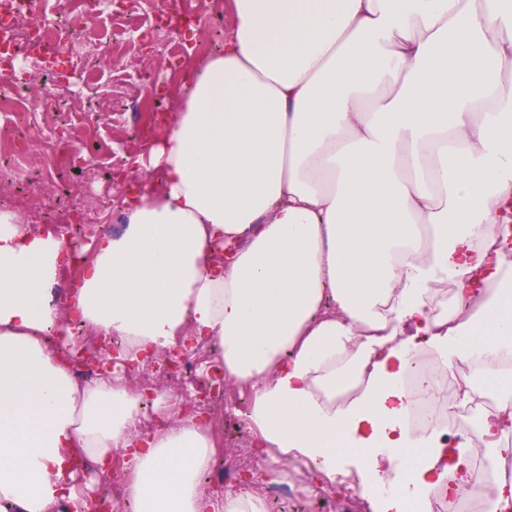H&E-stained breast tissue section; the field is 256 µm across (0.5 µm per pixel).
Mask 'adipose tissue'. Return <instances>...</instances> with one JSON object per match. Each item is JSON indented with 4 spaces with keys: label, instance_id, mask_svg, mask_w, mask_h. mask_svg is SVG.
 <instances>
[{
    "label": "adipose tissue",
    "instance_id": "obj_1",
    "mask_svg": "<svg viewBox=\"0 0 512 512\" xmlns=\"http://www.w3.org/2000/svg\"><path fill=\"white\" fill-rule=\"evenodd\" d=\"M232 31L181 85L180 108L125 181L73 308L145 365L185 345L249 390L245 422L274 461L336 481L337 444L390 482L374 512H429L439 431L408 422L435 380L419 350L476 365L457 393L501 404L481 425L512 457V0H229ZM66 234L0 208V512H91L70 457L99 474L127 453L135 512H267L242 485L212 498L217 448L170 391L151 404L111 369L79 384L51 338ZM227 262H218L222 249ZM362 381L337 402L336 387ZM165 414L154 434L147 411Z\"/></svg>",
    "mask_w": 512,
    "mask_h": 512
}]
</instances>
